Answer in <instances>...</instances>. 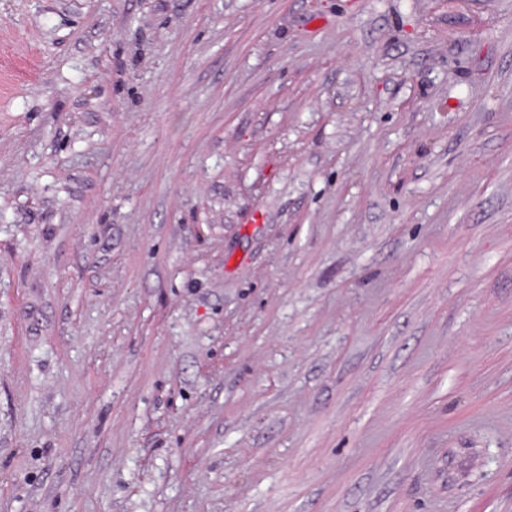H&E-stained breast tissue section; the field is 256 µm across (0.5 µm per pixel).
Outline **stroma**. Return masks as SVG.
<instances>
[{
  "label": "stroma",
  "mask_w": 512,
  "mask_h": 512,
  "mask_svg": "<svg viewBox=\"0 0 512 512\" xmlns=\"http://www.w3.org/2000/svg\"><path fill=\"white\" fill-rule=\"evenodd\" d=\"M0 512H512V0H0Z\"/></svg>",
  "instance_id": "stroma-1"
}]
</instances>
